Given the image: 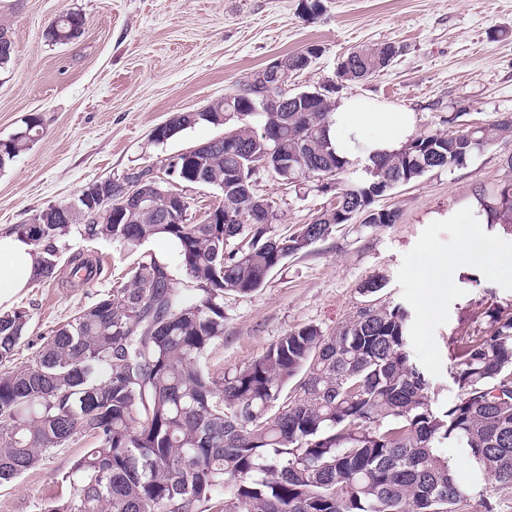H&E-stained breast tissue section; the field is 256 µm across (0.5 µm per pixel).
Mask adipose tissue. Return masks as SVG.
<instances>
[{
	"label": "adipose tissue",
	"instance_id": "obj_1",
	"mask_svg": "<svg viewBox=\"0 0 512 512\" xmlns=\"http://www.w3.org/2000/svg\"><path fill=\"white\" fill-rule=\"evenodd\" d=\"M415 115L388 109L372 98L346 95L336 100L329 138L337 153L351 160L399 149L411 136ZM32 246L16 234H0V307L9 306L36 273Z\"/></svg>",
	"mask_w": 512,
	"mask_h": 512
}]
</instances>
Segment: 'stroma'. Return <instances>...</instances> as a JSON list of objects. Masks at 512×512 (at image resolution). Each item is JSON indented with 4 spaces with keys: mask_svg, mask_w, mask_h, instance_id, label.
<instances>
[{
    "mask_svg": "<svg viewBox=\"0 0 512 512\" xmlns=\"http://www.w3.org/2000/svg\"><path fill=\"white\" fill-rule=\"evenodd\" d=\"M80 14L84 30L69 44L44 33L60 15ZM0 25L12 39V60L0 69V140L28 117L43 134L0 170V233L31 222L52 205L72 201L88 183L120 180L156 165L224 129L199 123L166 143L152 129L177 112H198L236 92L240 81L278 56L315 45L313 67L296 90L334 79L339 57L351 49L391 42L399 49L378 75L344 84L343 94L369 95L381 105L415 114V135L444 133L460 112L467 124L489 125L512 116V0H322L306 13L302 0H0ZM512 134L492 141L463 167L434 170L377 198L397 211L386 226L360 221L340 226L288 259L263 288L224 297V338L206 365L222 374L250 364L289 331L307 325L332 333L362 306V284L382 277L381 302L410 313V352L429 380L431 405L444 410L458 395L449 343L477 326L492 303L512 306V232L481 221L452 224L448 214L472 209L479 192L512 178ZM258 193L278 207V229L291 232L334 207L335 191L313 183L287 187L266 169ZM494 246L485 262L468 254L466 237ZM152 240L122 248L98 238H75L72 253L96 262L93 282L71 287L60 261L47 281L29 283L14 299L29 323L15 356L25 365L57 326L111 293L141 251L167 253ZM453 269L448 289L429 302L420 282L428 253ZM83 448L58 449L11 482L0 485V512H44L70 489L61 478ZM458 482L469 488L456 512H486L468 461L455 441L441 445Z\"/></svg>",
    "mask_w": 512,
    "mask_h": 512,
    "instance_id": "35a3bbf8",
    "label": "stroma"
}]
</instances>
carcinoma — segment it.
Wrapping results in <instances>:
<instances>
[{"label": "carcinoma", "instance_id": "cac0c4a2", "mask_svg": "<svg viewBox=\"0 0 512 512\" xmlns=\"http://www.w3.org/2000/svg\"><path fill=\"white\" fill-rule=\"evenodd\" d=\"M393 43L355 48L336 80L370 78L390 65ZM211 112H177L174 133ZM331 97L293 104L282 125L262 112L237 120L236 135L189 160L224 181V212L267 210V224H159L152 212H126L113 182L112 209L96 215L55 207L13 232L34 249L35 280L53 277L76 237L122 247L172 241L179 263L144 252L126 282L81 309L45 338L27 364L13 368L27 314H0V484L36 467L59 448L89 440L63 476L72 493L47 512H455L463 498L439 445L455 440L476 473L481 497L512 488V307L490 304L485 322L449 349L459 394L433 410L429 381L411 360L409 314L400 305L360 310L326 335L313 325L292 330L251 364L223 377L205 369L224 335V295H248L288 256L348 223L343 214L392 224L398 214L376 198L425 173L464 166L512 117L448 133L417 136L372 158L373 174L336 187V205L290 234L276 229L277 202L255 192L249 168L277 148L291 175L332 177L352 161L329 139ZM34 140H0V168ZM491 223L512 228V180L489 197ZM71 278L86 284L92 262L69 259ZM231 484L229 493L224 485Z\"/></svg>", "mask_w": 512, "mask_h": 512}]
</instances>
